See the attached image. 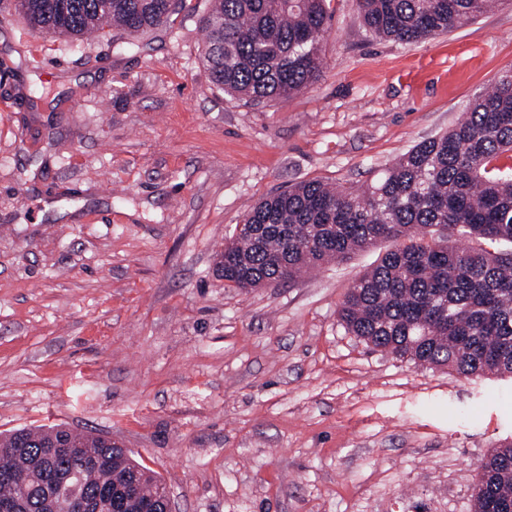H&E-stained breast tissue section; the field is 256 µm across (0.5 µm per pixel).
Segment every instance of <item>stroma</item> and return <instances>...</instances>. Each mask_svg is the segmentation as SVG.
Masks as SVG:
<instances>
[{
    "instance_id": "stroma-1",
    "label": "stroma",
    "mask_w": 512,
    "mask_h": 512,
    "mask_svg": "<svg viewBox=\"0 0 512 512\" xmlns=\"http://www.w3.org/2000/svg\"><path fill=\"white\" fill-rule=\"evenodd\" d=\"M209 7L72 40L0 0V434L111 436L177 512H473L512 379L417 368L344 328L386 244L249 290L218 255L272 192L359 187L448 131L512 69V5L401 43L331 0L319 78L260 105L211 82Z\"/></svg>"
}]
</instances>
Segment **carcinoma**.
I'll use <instances>...</instances> for the list:
<instances>
[{
  "mask_svg": "<svg viewBox=\"0 0 512 512\" xmlns=\"http://www.w3.org/2000/svg\"><path fill=\"white\" fill-rule=\"evenodd\" d=\"M492 0H357L369 32L420 42L466 25ZM186 0H15L42 32L82 38L117 26L144 33L169 22ZM328 0H213L203 18V60L224 93L258 105L286 100L318 76L328 32ZM512 70L478 94L448 132L401 155L359 189L301 182L253 205L247 231L224 242V279L235 287L277 288L305 271L370 249L393 247L348 289L339 318L375 350L417 367H447L467 378L490 371L512 378ZM67 440L61 457L47 444ZM474 512H512V443L482 463ZM62 479L48 492L44 471ZM138 474L140 498L158 496L160 479L131 452L100 435L56 425L20 428L0 438V504L17 512H68L72 499L94 503L112 482Z\"/></svg>",
  "mask_w": 512,
  "mask_h": 512,
  "instance_id": "1",
  "label": "carcinoma"
}]
</instances>
